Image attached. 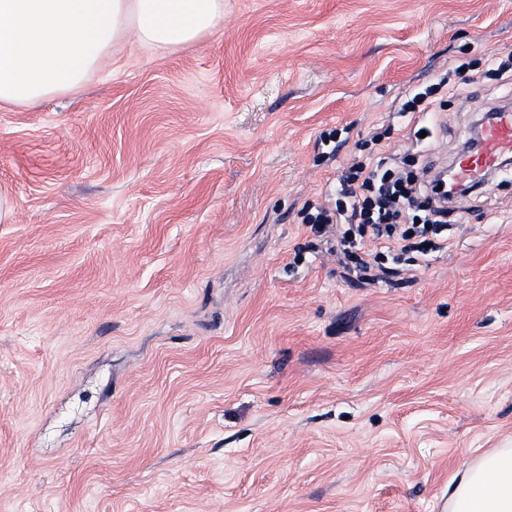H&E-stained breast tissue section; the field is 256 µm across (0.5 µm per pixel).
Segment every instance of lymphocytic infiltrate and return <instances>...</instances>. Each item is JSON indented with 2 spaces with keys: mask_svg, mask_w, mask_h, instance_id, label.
Here are the masks:
<instances>
[{
  "mask_svg": "<svg viewBox=\"0 0 512 512\" xmlns=\"http://www.w3.org/2000/svg\"><path fill=\"white\" fill-rule=\"evenodd\" d=\"M449 198L436 174L411 178L385 160L352 165L336 182L333 207H321L306 221L328 238L338 259L354 258L356 277L397 278L400 268L379 264L380 255L415 252L422 258L448 248L453 227Z\"/></svg>",
  "mask_w": 512,
  "mask_h": 512,
  "instance_id": "lymphocytic-infiltrate-1",
  "label": "lymphocytic infiltrate"
}]
</instances>
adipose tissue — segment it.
<instances>
[{
	"label": "adipose tissue",
	"instance_id": "ef3b65f1",
	"mask_svg": "<svg viewBox=\"0 0 512 512\" xmlns=\"http://www.w3.org/2000/svg\"><path fill=\"white\" fill-rule=\"evenodd\" d=\"M224 19V0H0V107L75 90L127 32L168 49ZM448 512H512V448L465 463L448 486Z\"/></svg>",
	"mask_w": 512,
	"mask_h": 512
}]
</instances>
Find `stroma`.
<instances>
[{
	"mask_svg": "<svg viewBox=\"0 0 512 512\" xmlns=\"http://www.w3.org/2000/svg\"><path fill=\"white\" fill-rule=\"evenodd\" d=\"M509 55L512 0H224L0 109V512H442L512 446V184L406 281L350 280L301 216L464 61L455 159ZM429 93L415 94L411 98L399 100L395 105L396 112H401L403 117L411 114V118H423L428 112H431L433 101L428 96ZM418 114L416 117L415 115Z\"/></svg>",
	"mask_w": 512,
	"mask_h": 512,
	"instance_id": "obj_1",
	"label": "stroma"
}]
</instances>
